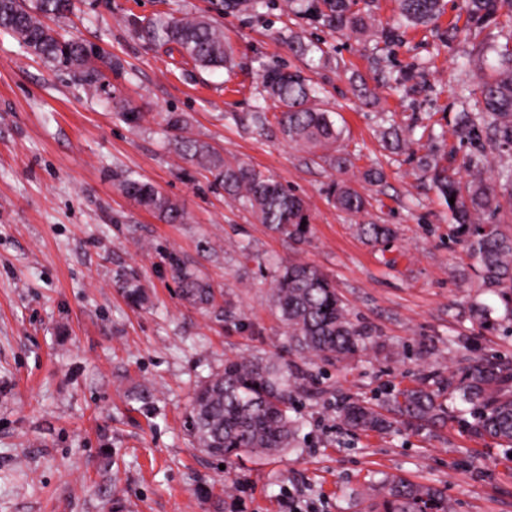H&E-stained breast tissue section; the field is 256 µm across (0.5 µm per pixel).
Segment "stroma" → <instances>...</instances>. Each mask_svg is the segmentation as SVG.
<instances>
[{
    "label": "stroma",
    "mask_w": 512,
    "mask_h": 512,
    "mask_svg": "<svg viewBox=\"0 0 512 512\" xmlns=\"http://www.w3.org/2000/svg\"><path fill=\"white\" fill-rule=\"evenodd\" d=\"M282 2L218 16L235 49L229 72L201 68L140 28L164 13L210 11V0H76L53 28L118 64L91 92L0 32V512H360L392 475L442 490L455 512H512V452L454 421L353 432L306 401L296 448L226 466L187 434L196 385L225 359H289L267 292L275 267L295 259L326 272L353 322L373 335L366 350L318 365L316 385L333 402L447 378L452 336L467 340L469 356L512 360V317L476 275L423 165L431 156L460 171L486 153L501 164L485 137L456 131L462 98L479 81V50L497 27L468 23L462 0H445L439 28L402 32L378 59L356 38L284 13ZM294 37L320 43L323 58L291 50ZM274 65L303 68L322 87L317 104L343 128L353 168L312 159L277 125H253L260 76ZM362 82L375 101L360 98ZM121 100L141 112L139 125L118 117ZM171 112L188 116L187 136L302 195L309 238L272 232L185 170ZM386 115L436 135L412 153H390L379 136ZM374 164L384 178L364 184ZM119 170L183 203L185 223L134 205L113 184ZM342 181L367 195L365 212L336 208L329 188ZM368 222L390 225L393 238L360 237L357 225ZM237 241L251 243L252 257L233 250ZM168 252L209 276L223 315L181 300ZM131 272L149 292L141 308L114 286ZM476 302L491 307L487 322L471 318ZM144 389L145 402L136 398Z\"/></svg>",
    "instance_id": "stroma-1"
}]
</instances>
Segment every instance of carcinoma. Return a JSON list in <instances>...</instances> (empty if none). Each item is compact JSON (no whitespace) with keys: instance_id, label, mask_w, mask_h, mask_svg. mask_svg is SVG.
<instances>
[{"instance_id":"cac0c4a2","label":"carcinoma","mask_w":512,"mask_h":512,"mask_svg":"<svg viewBox=\"0 0 512 512\" xmlns=\"http://www.w3.org/2000/svg\"><path fill=\"white\" fill-rule=\"evenodd\" d=\"M373 0H283L282 9L305 14L342 36L371 35L386 47L392 46L398 27L434 24L442 0H399V17L394 26H379L370 10ZM476 24L497 23L501 10L512 18V0H463ZM72 0H0V31L8 32L36 56L80 74L88 89H98L104 74L89 65L93 46L66 39L44 19L62 17ZM152 38L173 43L202 67H226L232 61V46L224 29L205 14L184 13L180 17L160 15L147 21ZM505 42L484 58L488 73L480 83L483 109L461 112L457 118L460 136L482 128L492 146L512 150V24L503 33ZM262 91L277 103L276 123L283 138L300 150L327 159L344 170L349 155L338 152L343 136L329 113L313 105L318 90L302 70L270 68L261 75ZM167 126L177 132L175 150L186 164L212 178V185L230 198L249 207L259 223L297 240L311 234L307 203L288 185L242 162L224 158L209 143L184 135L187 115L171 113ZM381 137L391 152L409 151L417 144L414 128L400 132L391 124ZM486 156L471 158L465 168L473 177L462 184L456 173L440 170L436 187L448 206L462 241L478 259L485 288L496 293L512 315V237L502 234L494 219L503 203L512 211V165L501 166L490 177L483 176ZM116 187L137 206L167 224H181L185 208L149 181L128 171L113 174ZM330 195L336 206L351 215L366 209L368 201L348 184H334ZM360 233L374 242L389 240L393 229L387 224H361ZM165 260L180 286L181 298L191 307L216 309V291L211 281L179 255L169 252ZM115 286L135 307L148 296L132 274H122ZM269 300L282 324L289 351L300 362L278 363L260 357L224 361V370L201 383L187 415V431L197 447L218 459L240 457L252 452L281 453L296 447L303 427L299 416L301 400H321L325 393L309 389L313 374L307 364H336L365 347L370 332L355 324L331 278L314 265L290 261L271 276ZM402 418L410 429L445 424L455 420L476 436L488 437L512 447V362L465 357L448 378L432 386L420 382L413 387L385 389L378 405L348 402L335 407L337 417L354 430L383 433L395 420L378 408ZM363 512H453L447 496L433 486L415 484L389 476L368 499Z\"/></svg>"}]
</instances>
